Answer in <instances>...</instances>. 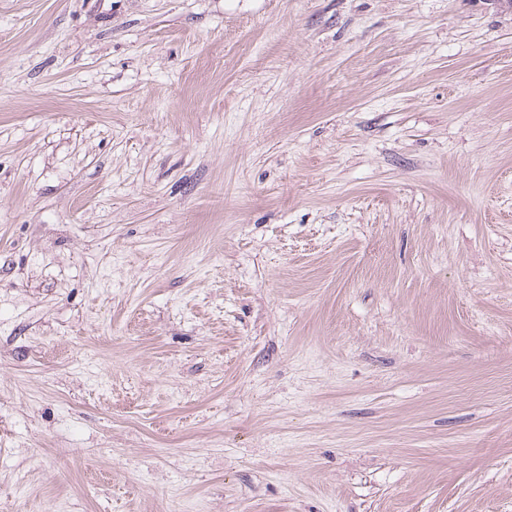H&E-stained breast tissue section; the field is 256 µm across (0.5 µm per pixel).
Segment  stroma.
<instances>
[{
  "label": "stroma",
  "instance_id": "1",
  "mask_svg": "<svg viewBox=\"0 0 512 512\" xmlns=\"http://www.w3.org/2000/svg\"><path fill=\"white\" fill-rule=\"evenodd\" d=\"M0 512H512V10L0 0Z\"/></svg>",
  "mask_w": 512,
  "mask_h": 512
}]
</instances>
